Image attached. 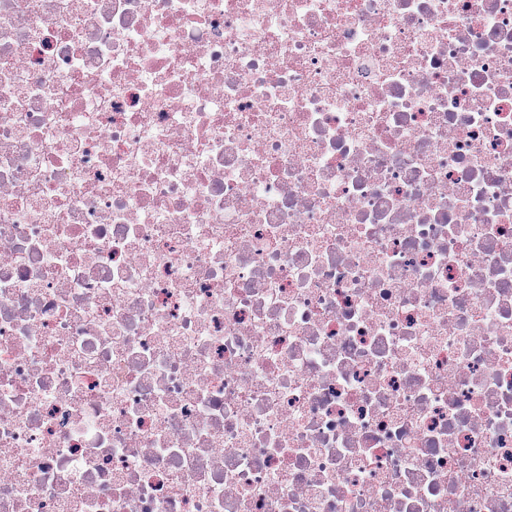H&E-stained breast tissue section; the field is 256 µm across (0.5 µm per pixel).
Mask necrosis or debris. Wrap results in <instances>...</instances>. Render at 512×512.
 Listing matches in <instances>:
<instances>
[{
    "instance_id": "obj_1",
    "label": "necrosis or debris",
    "mask_w": 512,
    "mask_h": 512,
    "mask_svg": "<svg viewBox=\"0 0 512 512\" xmlns=\"http://www.w3.org/2000/svg\"><path fill=\"white\" fill-rule=\"evenodd\" d=\"M0 512H512V0H0Z\"/></svg>"
}]
</instances>
